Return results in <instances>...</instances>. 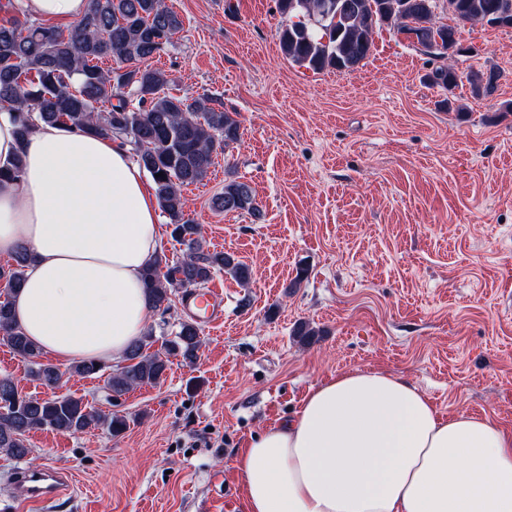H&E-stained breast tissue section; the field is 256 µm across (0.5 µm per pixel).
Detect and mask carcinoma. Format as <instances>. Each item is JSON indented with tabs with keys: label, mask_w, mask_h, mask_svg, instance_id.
I'll return each mask as SVG.
<instances>
[{
	"label": "carcinoma",
	"mask_w": 512,
	"mask_h": 512,
	"mask_svg": "<svg viewBox=\"0 0 512 512\" xmlns=\"http://www.w3.org/2000/svg\"><path fill=\"white\" fill-rule=\"evenodd\" d=\"M448 14L459 22L489 23L498 19L512 28V0H447ZM290 18L279 32L289 61L312 70L353 71L369 57L375 30L387 22L424 52L442 59L456 42L457 30L435 22L436 0H277ZM183 30V20L164 0H90L88 11L68 32L35 20L0 24V113L10 114L24 140L38 123L68 126L104 137L114 135L133 144L136 162L154 185L158 207L172 226V238L184 246L180 260L169 264L157 257L143 272L155 308L167 310L171 296L183 288H201L216 272H224L244 288L251 268L227 252L203 248L201 227L184 212L183 188L203 182L214 155L239 139V122L230 112L211 106V99L193 101L171 92L172 79L153 66ZM115 62L116 66L102 67ZM500 73L491 68L470 75L472 91L490 96ZM432 85L452 89L457 74L447 65L429 75ZM163 176H158V173ZM213 208L247 214L262 211L251 185L224 180ZM0 268L4 299H0V340L24 361L30 376L54 387L61 372L40 363L33 341L14 319L11 295L25 280L27 249ZM162 348L151 351L155 333L134 341L123 364L109 374L107 389L116 399L127 392L162 382L170 359L194 363L202 345L201 327L191 320L169 332L161 328ZM100 427L118 436L129 427L124 416L103 414L73 394L38 398L21 394L15 383L0 379V456L23 460L30 455L29 434L49 429L85 433Z\"/></svg>",
	"instance_id": "1"
}]
</instances>
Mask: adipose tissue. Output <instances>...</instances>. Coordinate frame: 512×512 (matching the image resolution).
<instances>
[{
    "label": "adipose tissue",
    "instance_id": "adipose-tissue-1",
    "mask_svg": "<svg viewBox=\"0 0 512 512\" xmlns=\"http://www.w3.org/2000/svg\"><path fill=\"white\" fill-rule=\"evenodd\" d=\"M89 0H22L76 22ZM0 256L32 260L12 296L17 323L61 363L122 359L152 308L142 273L159 248L143 171L119 141L39 124L26 143L0 113ZM235 466L246 512H512V432L441 416L406 376L337 374L295 415L255 436Z\"/></svg>",
    "mask_w": 512,
    "mask_h": 512
}]
</instances>
